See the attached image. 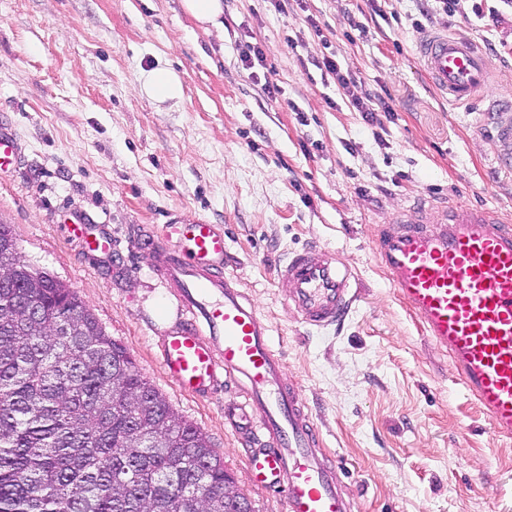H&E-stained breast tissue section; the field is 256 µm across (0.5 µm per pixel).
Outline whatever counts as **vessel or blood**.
Instances as JSON below:
<instances>
[{
	"mask_svg": "<svg viewBox=\"0 0 512 512\" xmlns=\"http://www.w3.org/2000/svg\"><path fill=\"white\" fill-rule=\"evenodd\" d=\"M417 53L453 104H470L491 81L486 55L465 35L424 32ZM494 125L512 162L511 101L497 108ZM69 235L89 254H112L111 234L73 224ZM139 245L152 254L153 272L179 314L161 338L166 376L195 399L224 387L240 394L225 416L250 446L252 483L282 493L285 512H351L267 324L224 274L223 229L185 218L145 234ZM372 249L493 432L512 439V226L484 207L453 202L433 217L398 213L381 225ZM275 277L287 286L288 307L311 329L333 326L356 299L355 271L324 249L293 250Z\"/></svg>",
	"mask_w": 512,
	"mask_h": 512,
	"instance_id": "b4317fda",
	"label": "vessel or blood"
}]
</instances>
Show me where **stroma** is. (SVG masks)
<instances>
[{
	"instance_id": "obj_1",
	"label": "stroma",
	"mask_w": 512,
	"mask_h": 512,
	"mask_svg": "<svg viewBox=\"0 0 512 512\" xmlns=\"http://www.w3.org/2000/svg\"><path fill=\"white\" fill-rule=\"evenodd\" d=\"M224 34L183 0H0V129L17 162L0 175V224L20 256L66 283L137 370L210 437L255 512H284L252 484L246 448L224 418L233 390L181 394L164 375L158 337L171 300L136 233L198 217L224 227V268L259 306L287 377L300 388L322 451L352 512H512V440L495 437L424 336L371 249L379 224L452 200L512 225V170L490 111L512 91V0H461L455 29L486 52L490 91L468 106L443 98L415 51L443 28L414 0H223ZM500 11L502 24L474 5ZM361 30H354V23ZM259 42L249 72L238 46ZM336 55L392 109L373 123L338 101L314 67ZM158 67L181 99L143 87ZM279 95L264 93V83ZM112 233L114 258L89 260L66 227ZM314 245L360 274V297L337 326L310 331L284 304L274 268Z\"/></svg>"
}]
</instances>
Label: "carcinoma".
<instances>
[{"mask_svg": "<svg viewBox=\"0 0 512 512\" xmlns=\"http://www.w3.org/2000/svg\"><path fill=\"white\" fill-rule=\"evenodd\" d=\"M0 512H254L77 293L0 224Z\"/></svg>", "mask_w": 512, "mask_h": 512, "instance_id": "1", "label": "carcinoma"}]
</instances>
